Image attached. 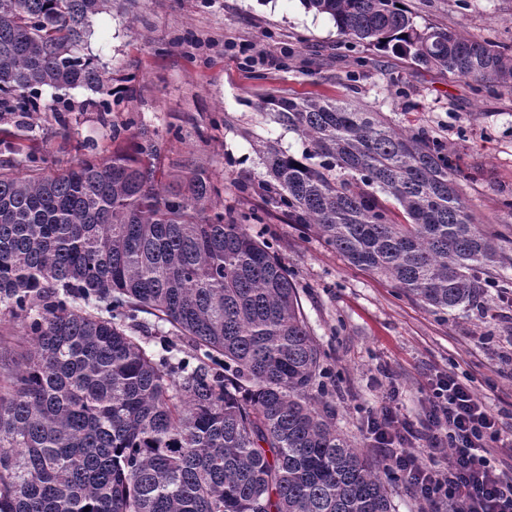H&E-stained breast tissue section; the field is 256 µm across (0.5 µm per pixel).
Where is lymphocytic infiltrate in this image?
Masks as SVG:
<instances>
[{"label": "lymphocytic infiltrate", "mask_w": 512, "mask_h": 512, "mask_svg": "<svg viewBox=\"0 0 512 512\" xmlns=\"http://www.w3.org/2000/svg\"><path fill=\"white\" fill-rule=\"evenodd\" d=\"M395 401L387 394L367 420L370 454L419 499L445 500L448 512H512V436L470 385L453 372L438 376L419 430Z\"/></svg>", "instance_id": "f902f5d3"}]
</instances>
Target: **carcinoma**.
Wrapping results in <instances>:
<instances>
[{
    "mask_svg": "<svg viewBox=\"0 0 512 512\" xmlns=\"http://www.w3.org/2000/svg\"><path fill=\"white\" fill-rule=\"evenodd\" d=\"M108 0H0V122L43 88L82 86L109 113V77L77 56ZM401 0H302L339 34L485 88L512 55L420 27ZM297 134L262 155L266 203L349 264L434 312L476 301L512 269V239L458 189L443 142L351 101L274 100ZM0 163V310L30 349L0 371V512H391L375 463L336 428L323 351L269 239L222 210L201 168L162 180L165 142L130 117L112 153L57 176L21 146ZM190 344L177 361L137 336L139 314Z\"/></svg>",
    "mask_w": 512,
    "mask_h": 512,
    "instance_id": "1",
    "label": "carcinoma"
}]
</instances>
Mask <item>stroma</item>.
Here are the masks:
<instances>
[{
	"label": "stroma",
	"instance_id": "obj_1",
	"mask_svg": "<svg viewBox=\"0 0 512 512\" xmlns=\"http://www.w3.org/2000/svg\"><path fill=\"white\" fill-rule=\"evenodd\" d=\"M417 25L512 47V0H404ZM81 55L95 57L113 87H133L131 107L98 112L91 91L66 96L78 108L59 126L44 89L32 128L0 126L7 141L40 150L51 170L88 151L108 156L112 123L135 112L149 131L180 133L162 157L204 168L218 206L258 213L270 176L259 146L292 153L295 133L270 121L272 97L318 94L384 113L401 127L437 135L459 170L461 193L482 223L512 221V87L473 90L389 51L356 46L333 21L301 0H112L91 19ZM272 241L298 287L308 325L322 346L337 428L359 449L364 422L385 389L399 390L400 412L417 419L436 373L454 371L493 411L512 415V276L483 288L474 305L439 315L389 280L349 265L286 216L254 224Z\"/></svg>",
	"mask_w": 512,
	"mask_h": 512
}]
</instances>
